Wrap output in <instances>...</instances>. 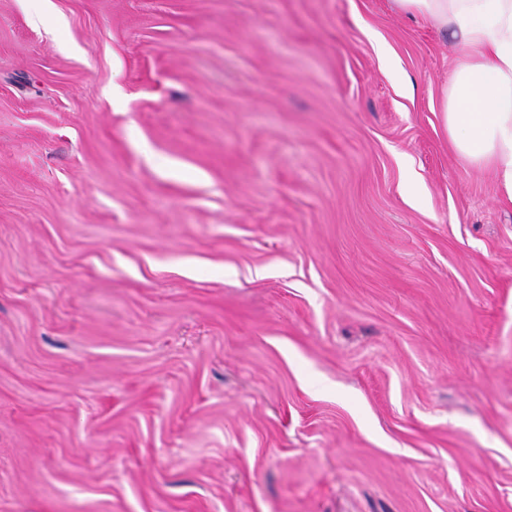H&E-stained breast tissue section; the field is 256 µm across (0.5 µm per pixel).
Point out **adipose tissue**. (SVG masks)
<instances>
[{
    "label": "adipose tissue",
    "mask_w": 512,
    "mask_h": 512,
    "mask_svg": "<svg viewBox=\"0 0 512 512\" xmlns=\"http://www.w3.org/2000/svg\"><path fill=\"white\" fill-rule=\"evenodd\" d=\"M397 11L450 32L465 59L441 110L454 149L493 170L512 204V0H393Z\"/></svg>",
    "instance_id": "obj_1"
}]
</instances>
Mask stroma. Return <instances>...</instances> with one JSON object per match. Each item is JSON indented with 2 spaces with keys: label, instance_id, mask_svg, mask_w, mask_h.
I'll list each match as a JSON object with an SVG mask.
<instances>
[{
  "label": "stroma",
  "instance_id": "1",
  "mask_svg": "<svg viewBox=\"0 0 512 512\" xmlns=\"http://www.w3.org/2000/svg\"><path fill=\"white\" fill-rule=\"evenodd\" d=\"M392 0H0V512H512V204Z\"/></svg>",
  "mask_w": 512,
  "mask_h": 512
}]
</instances>
